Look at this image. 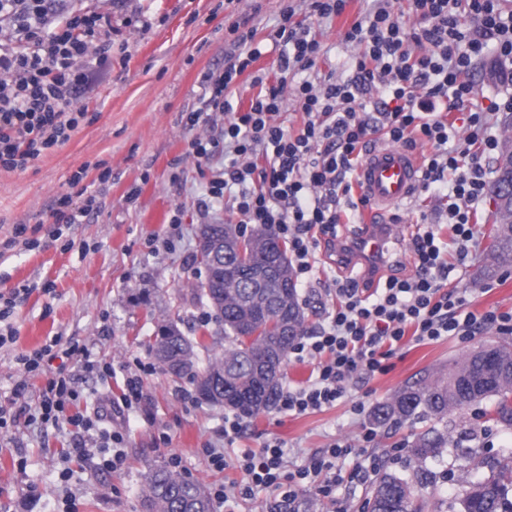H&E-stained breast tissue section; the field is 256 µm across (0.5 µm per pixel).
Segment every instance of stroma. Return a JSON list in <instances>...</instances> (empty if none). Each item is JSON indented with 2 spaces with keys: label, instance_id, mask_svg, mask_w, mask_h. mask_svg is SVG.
Wrapping results in <instances>:
<instances>
[{
  "label": "stroma",
  "instance_id": "stroma-1",
  "mask_svg": "<svg viewBox=\"0 0 512 512\" xmlns=\"http://www.w3.org/2000/svg\"><path fill=\"white\" fill-rule=\"evenodd\" d=\"M372 0H349L341 16L317 19L309 0H70L73 9L108 13L117 30L111 65L97 69L79 103L94 114L63 146L49 150L29 169L0 168V290L30 285L27 299L10 318L17 329L15 343L0 347V402L9 404L16 418L9 435L14 444L0 450V512H147L141 496L143 476L150 466L178 460L179 473L215 491L240 479L239 470L218 469L205 454L214 448L234 459L256 454L269 440L279 441L290 470L305 466L311 454L333 441H348L352 452L339 467L344 476L333 496L322 497L308 487L298 496V512H363L366 491L381 467L409 476L416 469L407 446L422 423L387 429L373 426V407L389 399L405 384L463 359L490 341H512V334L486 321L488 312L512 313V268L485 280L479 272L491 240L495 205L485 199L476 226L475 243L464 261H451L448 289L464 299V312L475 322L469 339L443 336L418 342L405 338L386 361L385 372L353 379L348 394L335 405L304 415L278 409L243 418L241 436L224 443L221 406H206L192 398V385L154 367L149 349L162 315L177 313L188 336H213L215 323H204L206 307L196 301H178L177 291L196 271L197 232L203 221L237 223L223 203L208 214L199 205L210 180L224 171L223 157L197 167L187 154L194 132L187 113L197 105L199 77L221 71L231 44L229 25L250 18L262 43V54L238 77L240 107H247L259 87L255 76H273L280 47L275 33L283 15L294 11L320 41L322 51L306 78L317 80L333 73L351 76L355 49L344 40L348 27L370 8ZM146 15L147 29L127 26V18ZM477 100L489 113L493 135H500L512 112L498 103L512 98V68L503 67L496 53L476 66ZM111 175L99 183L101 167ZM96 190L100 204L84 223H53L52 201L68 192L76 173ZM138 187L134 202H126L131 187ZM439 200L430 192H415L394 210L395 224L380 266H370L350 243L362 232L361 224L336 228L347 241L344 250L318 242L313 251L309 283L299 285L305 329L325 324L336 308V286L347 281L361 288H377L386 277L412 278L418 273L411 240L421 217L436 221ZM180 223H172L173 215ZM34 228L38 245L27 248L14 242L17 225ZM73 341L93 353L109 375L75 360L59 357L53 367L64 368L80 394L76 413L99 415L100 425L121 435L124 465L108 467L111 449L97 447L96 431L28 424L26 418L37 395L18 398L14 386L23 374L15 357L40 348L52 337ZM144 376L137 407L119 412L110 405L122 394L128 377ZM493 405L484 402L449 416L453 434L474 431L481 457L501 458L512 448V430L491 421ZM372 433L373 442L360 438ZM168 445H160V435ZM432 484L421 489L423 512H458L457 495L481 472L446 449L430 463Z\"/></svg>",
  "mask_w": 512,
  "mask_h": 512
}]
</instances>
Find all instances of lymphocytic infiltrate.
Returning a JSON list of instances; mask_svg holds the SVG:
<instances>
[{
    "instance_id": "1",
    "label": "lymphocytic infiltrate",
    "mask_w": 512,
    "mask_h": 512,
    "mask_svg": "<svg viewBox=\"0 0 512 512\" xmlns=\"http://www.w3.org/2000/svg\"><path fill=\"white\" fill-rule=\"evenodd\" d=\"M55 2L0 0V21L10 23L0 35V168H29L88 123L77 97L88 86L92 67L112 58L108 16L81 10L60 16ZM406 7L420 16V27L406 29L381 7L346 30L345 41L358 49L353 76L328 75L293 86L289 75L315 67L321 44L297 33L291 15H284L276 32L286 45L277 61L278 80L254 95L244 110L234 107L231 88L261 50L255 29L247 20H236L229 27L233 43L223 71L204 75L201 106L187 116L194 128L204 113L223 112V140L198 137L190 143L198 164H209L219 153L230 159L208 193L214 199L230 197L241 223L270 225L287 241L299 278L311 272L309 257L318 240L335 244L343 206L364 205L349 175L373 136L409 149L421 140L431 143L433 150L422 161V188L444 196L445 222L456 237L459 258L467 257L475 238L474 223L490 175L482 160L498 143L487 113L474 111L466 117L462 142L449 148L448 114L473 99V59L486 46L512 60V16H502L495 0H406ZM375 89L386 99L370 113L366 97ZM290 97L303 114V125L295 132L282 120ZM94 200L81 176H74L51 216L58 224L82 223ZM413 252L416 277L387 278L384 288L370 294L353 282L337 286L338 305L328 324L301 337L293 349L296 360H317L316 374L307 385L282 390L280 412L302 415L333 405L345 396L354 376L384 372L385 359L405 336L419 341L468 336L473 317L461 315L463 298L444 288L448 259L438 225L419 228ZM61 354L87 367L94 364L87 347L51 339L17 355L27 378L16 384L14 394H28L29 379H41L37 418L82 426L85 418L69 412L78 391L63 371L51 368ZM349 452V445L335 442L292 472L279 442H267L260 454L238 461L239 484L215 491L213 501L221 506L250 496L258 486L273 489L281 508L294 505L300 490L309 486L330 494L334 481L329 474Z\"/></svg>"
}]
</instances>
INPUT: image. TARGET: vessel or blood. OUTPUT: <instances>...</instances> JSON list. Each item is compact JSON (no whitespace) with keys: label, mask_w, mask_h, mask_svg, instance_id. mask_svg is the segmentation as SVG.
I'll use <instances>...</instances> for the list:
<instances>
[{"label":"vessel or blood","mask_w":512,"mask_h":512,"mask_svg":"<svg viewBox=\"0 0 512 512\" xmlns=\"http://www.w3.org/2000/svg\"><path fill=\"white\" fill-rule=\"evenodd\" d=\"M420 160L411 151L377 147L358 171L362 195L364 232L360 240L369 252L382 251L391 224L390 211L409 198L419 183Z\"/></svg>","instance_id":"vessel-or-blood-1"}]
</instances>
